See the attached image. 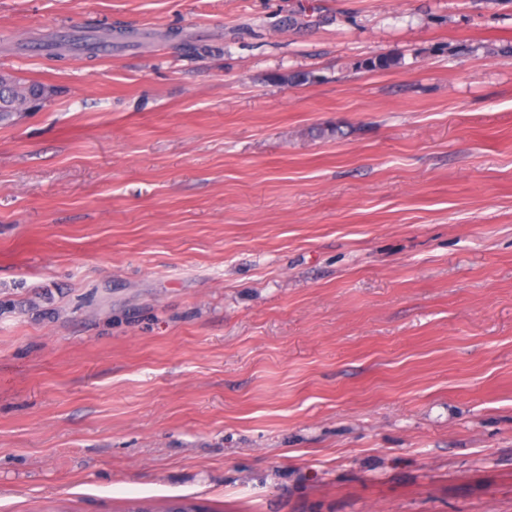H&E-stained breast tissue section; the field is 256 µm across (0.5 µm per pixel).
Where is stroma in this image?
Wrapping results in <instances>:
<instances>
[{
	"label": "stroma",
	"mask_w": 512,
	"mask_h": 512,
	"mask_svg": "<svg viewBox=\"0 0 512 512\" xmlns=\"http://www.w3.org/2000/svg\"><path fill=\"white\" fill-rule=\"evenodd\" d=\"M4 73L0 512H512V0H0ZM35 93H47L44 86L36 83H25L12 78L11 76L0 75V94L4 95V103L25 101Z\"/></svg>",
	"instance_id": "stroma-1"
}]
</instances>
